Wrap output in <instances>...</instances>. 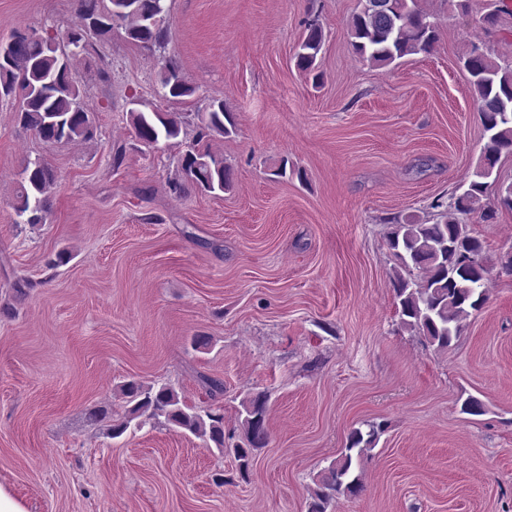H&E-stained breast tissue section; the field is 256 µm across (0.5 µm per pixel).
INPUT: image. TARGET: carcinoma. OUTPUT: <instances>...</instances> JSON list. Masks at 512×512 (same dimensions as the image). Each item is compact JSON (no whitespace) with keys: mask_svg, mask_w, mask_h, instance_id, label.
<instances>
[{"mask_svg":"<svg viewBox=\"0 0 512 512\" xmlns=\"http://www.w3.org/2000/svg\"><path fill=\"white\" fill-rule=\"evenodd\" d=\"M484 19L490 28L503 26L512 16L509 0H482ZM82 20L104 40L114 25L124 29L128 40L143 48L162 49L170 41L166 25L165 0H80ZM437 27L421 0H359L350 26V45L362 60L388 66L409 54L429 53L437 41ZM324 46L320 23H307L306 34L295 53L298 70H315ZM83 33L71 29L60 34L44 30L36 40L17 39L0 44V97L18 102L16 120L41 140L90 141L94 137L93 112L79 100L72 78L73 63L87 51ZM459 62L470 76V87L487 136L474 179L448 206L440 209L433 223L408 218L390 225L386 244L396 261L391 278L400 325L438 351H446L461 333L463 322L487 301L484 283L495 268L468 224L459 219L478 210L485 219L494 209L485 201L494 199L512 210V186L495 187L493 172L504 155H512V66L496 62L488 49L479 54L468 49ZM158 83L171 98L190 97L195 88L181 75L175 62L166 61L158 72ZM199 137L229 135L235 129L232 112L224 102L213 103L205 117L195 115ZM130 125L135 138L147 145L176 140L182 132L181 117L172 112H144L132 109ZM20 180L12 208L23 223L45 222L48 201L55 184L52 168L39 158L29 160L19 173ZM234 182L233 169L207 147L194 144L178 158L168 185L177 198L188 189L224 192ZM124 395L134 403L132 413H146L158 422L207 436L221 452L233 455L241 477L250 471L254 452L266 447L267 398L263 393L243 403L245 417L239 441L224 447V416L181 401L170 388L145 386L132 379ZM381 426L364 432L352 431L334 461L315 482L309 512H327L337 496L356 497L365 489L363 465L374 449Z\"/></svg>","mask_w":512,"mask_h":512,"instance_id":"obj_1","label":"carcinoma"}]
</instances>
